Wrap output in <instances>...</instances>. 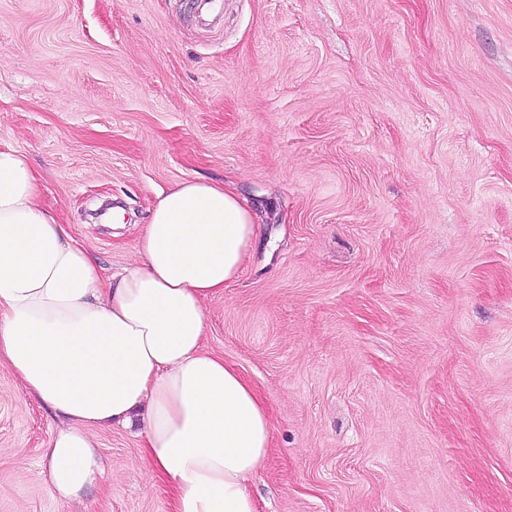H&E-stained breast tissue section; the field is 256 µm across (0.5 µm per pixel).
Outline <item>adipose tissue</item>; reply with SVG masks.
I'll list each match as a JSON object with an SVG mask.
<instances>
[{
	"label": "adipose tissue",
	"instance_id": "obj_1",
	"mask_svg": "<svg viewBox=\"0 0 512 512\" xmlns=\"http://www.w3.org/2000/svg\"><path fill=\"white\" fill-rule=\"evenodd\" d=\"M40 185L26 154L0 147V363L60 419L42 469L51 494L101 479L93 429L139 412L173 512H259L248 482L270 454V414L207 348L204 308L239 277L252 212L224 184L180 183L154 205L138 260L107 277Z\"/></svg>",
	"mask_w": 512,
	"mask_h": 512
}]
</instances>
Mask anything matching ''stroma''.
I'll list each match as a JSON object with an SVG mask.
<instances>
[{
	"label": "stroma",
	"instance_id": "1",
	"mask_svg": "<svg viewBox=\"0 0 512 512\" xmlns=\"http://www.w3.org/2000/svg\"><path fill=\"white\" fill-rule=\"evenodd\" d=\"M4 143L108 275L178 183L256 211L205 313L270 411L260 512H512V0H0ZM57 423L0 364V512H172L138 415L53 497Z\"/></svg>",
	"mask_w": 512,
	"mask_h": 512
}]
</instances>
